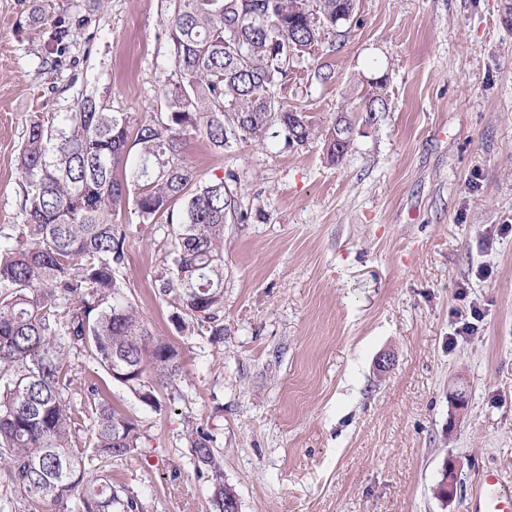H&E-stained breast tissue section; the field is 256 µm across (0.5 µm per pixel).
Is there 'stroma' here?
I'll return each instance as SVG.
<instances>
[{
    "mask_svg": "<svg viewBox=\"0 0 512 512\" xmlns=\"http://www.w3.org/2000/svg\"><path fill=\"white\" fill-rule=\"evenodd\" d=\"M512 0H358L278 95L321 128L348 113L353 140L286 145L279 125L224 151L188 136L198 177H230L245 222L224 226V339L178 330L157 279L174 233L118 215V277L153 335L183 355L158 408L75 361L86 385L136 417L138 452L102 464L144 512H211L185 436L213 439L240 512H466L482 468L512 487ZM173 0H0V225L19 224L18 149L33 114L55 120L94 95L147 122L163 112ZM83 19L71 69L43 63L51 23ZM335 73L328 85L311 69ZM385 78L387 111L364 100ZM481 310L471 334L460 322ZM472 320V319H471ZM393 366L379 371L380 354ZM465 389L454 409L449 395ZM455 462L458 490L438 486Z\"/></svg>",
    "mask_w": 512,
    "mask_h": 512,
    "instance_id": "obj_1",
    "label": "stroma"
}]
</instances>
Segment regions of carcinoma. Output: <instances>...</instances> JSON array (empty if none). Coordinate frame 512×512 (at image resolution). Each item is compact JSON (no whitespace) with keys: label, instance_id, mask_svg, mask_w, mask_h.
<instances>
[{"label":"carcinoma","instance_id":"1","mask_svg":"<svg viewBox=\"0 0 512 512\" xmlns=\"http://www.w3.org/2000/svg\"><path fill=\"white\" fill-rule=\"evenodd\" d=\"M176 0L167 25L173 76L159 87L166 111L140 124L108 111L94 96L55 123L34 115L18 155L21 224L0 225V483L27 512H143L112 475H94L93 459L121 460L139 448L138 420L96 399L71 404L72 357L91 356L143 404L157 408L155 386L172 382L182 356L149 331L127 301L117 273L126 263V232L114 217L134 206L142 223L175 224L172 268L159 294L182 315L224 338V224L244 221L237 196L222 178L202 180L183 159L186 136L200 134L221 151L257 137L278 122L288 145L320 138L332 162L347 153L350 122L321 133L311 117L278 97L294 64L313 52L321 34L347 22L357 0ZM83 21H58L45 41L51 69L71 66L65 49ZM375 85L366 111H386ZM344 129L336 144V127ZM137 160L128 162L131 146ZM154 385L145 384V380ZM88 421L89 443L75 434ZM186 437L208 482L212 512H231L236 493L202 429Z\"/></svg>","mask_w":512,"mask_h":512}]
</instances>
